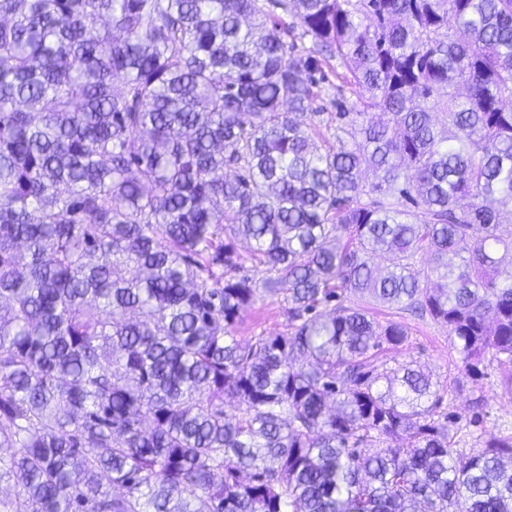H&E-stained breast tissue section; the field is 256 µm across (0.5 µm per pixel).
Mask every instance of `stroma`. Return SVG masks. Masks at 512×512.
Here are the masks:
<instances>
[{"label":"stroma","mask_w":512,"mask_h":512,"mask_svg":"<svg viewBox=\"0 0 512 512\" xmlns=\"http://www.w3.org/2000/svg\"><path fill=\"white\" fill-rule=\"evenodd\" d=\"M347 303L368 309L379 321L399 322L406 327L407 341L398 348L386 350V357L401 363L416 362L432 377L454 387L451 411L459 416L461 423L469 422L473 414L471 401L480 396L484 399L485 412L482 429L493 433L512 432V393L507 392L503 384L506 373L497 362H486L482 377L470 380L461 370L445 325L413 316L399 304H382L355 295L349 296ZM285 329L286 319L280 303L268 298L240 314L233 334L245 342L261 333H281Z\"/></svg>","instance_id":"1"}]
</instances>
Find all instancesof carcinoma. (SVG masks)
Wrapping results in <instances>:
<instances>
[{
	"mask_svg": "<svg viewBox=\"0 0 512 512\" xmlns=\"http://www.w3.org/2000/svg\"><path fill=\"white\" fill-rule=\"evenodd\" d=\"M503 198L512 0H0V482L27 512H512V434L460 447L446 387L379 355L402 326L344 304L429 315L512 389ZM266 298L286 332L238 341Z\"/></svg>",
	"mask_w": 512,
	"mask_h": 512,
	"instance_id": "carcinoma-1",
	"label": "carcinoma"
}]
</instances>
